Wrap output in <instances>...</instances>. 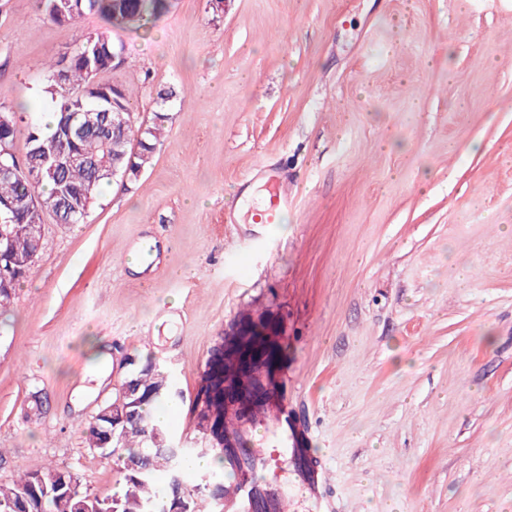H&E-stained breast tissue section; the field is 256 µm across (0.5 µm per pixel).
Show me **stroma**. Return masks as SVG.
<instances>
[{"instance_id": "stroma-1", "label": "stroma", "mask_w": 512, "mask_h": 512, "mask_svg": "<svg viewBox=\"0 0 512 512\" xmlns=\"http://www.w3.org/2000/svg\"><path fill=\"white\" fill-rule=\"evenodd\" d=\"M96 33L134 122L168 120L136 181L105 183L84 223L47 221L0 316V483L55 468L115 494L120 456L87 430L129 357L181 391L170 435L218 447L197 402L248 312L280 338L335 512H512V0H167L147 31L0 0V106L41 116L46 63ZM260 170L294 194L282 223L240 210ZM247 433L276 451L259 484L320 512L287 430Z\"/></svg>"}]
</instances>
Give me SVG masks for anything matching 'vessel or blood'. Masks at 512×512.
<instances>
[{
	"mask_svg": "<svg viewBox=\"0 0 512 512\" xmlns=\"http://www.w3.org/2000/svg\"><path fill=\"white\" fill-rule=\"evenodd\" d=\"M269 198L262 209L257 210L253 220L258 224L277 223L282 210L291 205L293 198L278 179H269ZM290 446L288 460L297 468L302 479V488L307 498L314 501L325 499L328 480L325 465L311 461L310 437L296 422L288 423ZM266 456L255 448H229L224 452V470L230 475L224 483V512H256V498L249 494L254 482L255 468L264 466Z\"/></svg>",
	"mask_w": 512,
	"mask_h": 512,
	"instance_id": "b4317fda",
	"label": "vessel or blood"
}]
</instances>
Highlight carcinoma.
<instances>
[{
  "label": "carcinoma",
  "instance_id": "cac0c4a2",
  "mask_svg": "<svg viewBox=\"0 0 512 512\" xmlns=\"http://www.w3.org/2000/svg\"><path fill=\"white\" fill-rule=\"evenodd\" d=\"M165 0H38V8L45 19L60 24V16L74 22L85 14H97L109 25H127L145 28L163 9ZM100 47L98 57L100 72L112 68V42L103 35L84 39L70 55L67 94L57 90L52 83L47 87L55 103L56 118L69 111L77 114L76 121H84L83 113L109 106L91 89L92 76L83 61L87 42ZM167 114L154 113L152 123L138 127L127 122L118 130L103 133H86L77 140L75 148L87 159V165H74L55 174L50 172L54 154L63 150L56 141L57 128L43 129L35 119L22 128L15 119L11 126L0 128V136L13 142L21 132H26V150L32 144L45 146L39 155H32L31 169L41 179L31 182L20 173L11 178H0V216L10 218L12 224H34L40 216L28 207L31 193L39 192L42 200L65 221L73 220L74 205L82 204L89 211L99 186L110 180L109 172L117 168L128 177L137 178L141 170L152 162L155 145ZM11 249L22 256L38 255L36 244L27 236L17 234L11 241ZM18 282L0 283V315L10 310ZM130 392H120L116 399L102 407L87 430L90 447L103 455L116 449L125 450L122 458V494L99 498L80 490L77 477L68 471L54 468L26 472L11 483L0 484V512H14L21 501L28 504L29 512H73V505L82 501L85 512H168L171 501L180 500L181 512H209L213 498L223 492L222 476L210 473L211 487L206 494L184 487L182 473L189 461L203 454V449L179 450L176 466L168 468L163 441L168 431L157 415L173 404L180 394L171 385L168 376L160 369L144 362L127 380ZM111 440H106L107 433ZM166 473V491L160 493L155 483L156 472Z\"/></svg>",
  "mask_w": 512,
  "mask_h": 512
}]
</instances>
